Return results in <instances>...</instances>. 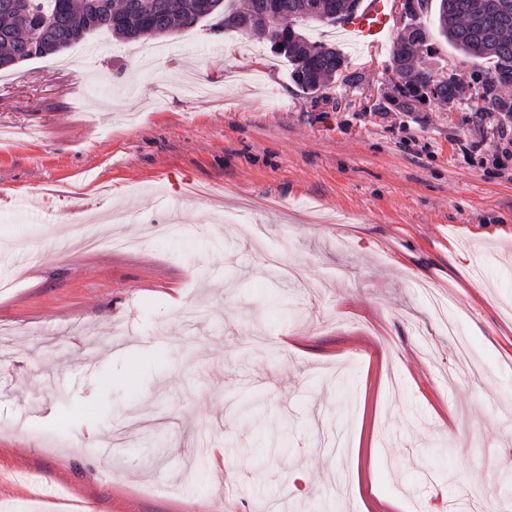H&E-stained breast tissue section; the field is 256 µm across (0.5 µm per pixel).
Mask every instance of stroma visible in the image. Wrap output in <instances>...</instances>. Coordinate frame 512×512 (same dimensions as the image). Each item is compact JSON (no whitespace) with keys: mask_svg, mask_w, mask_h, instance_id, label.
Wrapping results in <instances>:
<instances>
[{"mask_svg":"<svg viewBox=\"0 0 512 512\" xmlns=\"http://www.w3.org/2000/svg\"><path fill=\"white\" fill-rule=\"evenodd\" d=\"M331 32L324 100L206 22L0 71V512H512L502 116Z\"/></svg>","mask_w":512,"mask_h":512,"instance_id":"1","label":"stroma"}]
</instances>
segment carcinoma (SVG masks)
<instances>
[{
  "label": "carcinoma",
  "instance_id": "obj_1",
  "mask_svg": "<svg viewBox=\"0 0 512 512\" xmlns=\"http://www.w3.org/2000/svg\"><path fill=\"white\" fill-rule=\"evenodd\" d=\"M0 0V69L33 58L57 55L77 41L101 31L126 41L144 35L163 38L184 28L218 18L211 27L253 34L272 31V47L288 61L289 77L312 97H328L336 77L346 72V55L335 45L309 40L311 24L334 26L348 19L361 0ZM437 37L463 55L480 61L481 69L465 82L454 74L425 66L420 51L431 50ZM390 67L402 76L400 98L391 102L405 112L415 103L435 99L472 100L471 85L483 89L473 112H499L512 117V99L498 87L512 84V0H435V25L416 23L397 36Z\"/></svg>",
  "mask_w": 512,
  "mask_h": 512
}]
</instances>
